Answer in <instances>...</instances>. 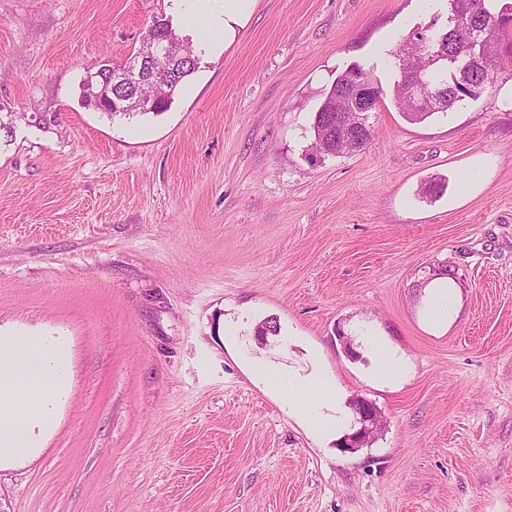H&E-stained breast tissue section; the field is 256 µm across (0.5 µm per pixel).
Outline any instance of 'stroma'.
<instances>
[{
	"label": "stroma",
	"instance_id": "obj_1",
	"mask_svg": "<svg viewBox=\"0 0 512 512\" xmlns=\"http://www.w3.org/2000/svg\"><path fill=\"white\" fill-rule=\"evenodd\" d=\"M189 0H0V334L66 336L72 394L0 512H512V63L407 122L389 53L445 0H254L211 39ZM196 72L161 115L81 84L154 18ZM385 94L361 150L313 146L333 80ZM457 288L447 326L425 288ZM404 353L362 380V339ZM381 424L319 447L255 385L305 347ZM406 369L402 356L393 352H376L370 378L380 386L394 387L404 380ZM357 410L361 415L364 427H361L358 431L348 434L345 437L344 451L357 450L363 447L367 439L370 436L371 428L366 423L373 424L377 417V410L368 402L361 401L357 404Z\"/></svg>",
	"mask_w": 512,
	"mask_h": 512
}]
</instances>
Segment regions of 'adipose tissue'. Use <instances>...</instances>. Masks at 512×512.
<instances>
[{
    "label": "adipose tissue",
    "instance_id": "1",
    "mask_svg": "<svg viewBox=\"0 0 512 512\" xmlns=\"http://www.w3.org/2000/svg\"><path fill=\"white\" fill-rule=\"evenodd\" d=\"M307 373L282 372L260 362L254 380L274 394H287L288 413L310 436L337 435L344 423L345 390L309 350ZM70 395L69 353L53 336H0V467L39 456L59 407Z\"/></svg>",
    "mask_w": 512,
    "mask_h": 512
}]
</instances>
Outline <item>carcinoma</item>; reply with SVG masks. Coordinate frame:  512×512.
Returning a JSON list of instances; mask_svg holds the SVG:
<instances>
[{
	"label": "carcinoma",
	"instance_id": "cac0c4a2",
	"mask_svg": "<svg viewBox=\"0 0 512 512\" xmlns=\"http://www.w3.org/2000/svg\"><path fill=\"white\" fill-rule=\"evenodd\" d=\"M510 12L512 3L501 0H448V26L423 33L424 41L418 46L409 39L391 52L393 67L399 76L394 82L393 97L404 117L421 122L438 112L448 111L466 97L475 98L485 90L492 83L503 59L512 58V39L509 38V25L506 23ZM164 37L180 40L168 23L154 21L145 36V48L132 64L120 67L118 71L131 78L136 76L151 43ZM414 50L417 51V66L425 83L437 89H448L446 97L431 107L417 109L406 97L401 57L403 52ZM108 69L110 66L105 65L84 79L82 99L87 105L113 118L117 115L148 113L160 115L167 111L176 91L195 72L196 67L189 60L160 66L164 72V87L160 98L151 105L144 104L134 87L117 85L112 88V102L99 106L96 104V92ZM352 77L370 82L363 69L357 66L344 71L336 77L314 113V144L321 153L340 155L357 151L372 137L373 129L370 128L360 140L349 144L336 134V127L328 122L330 117L350 116L348 112L340 113L345 103L337 91Z\"/></svg>",
	"mask_w": 512,
	"mask_h": 512
}]
</instances>
